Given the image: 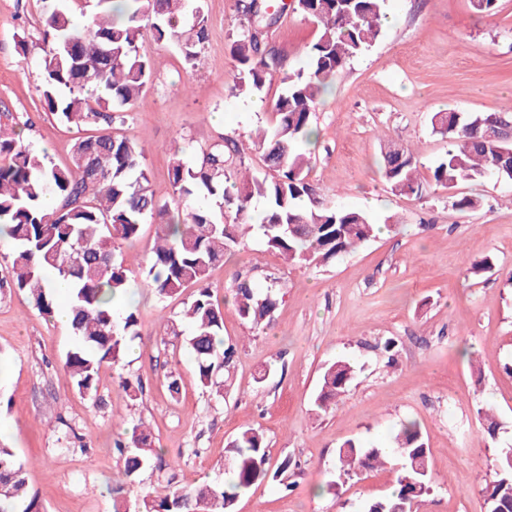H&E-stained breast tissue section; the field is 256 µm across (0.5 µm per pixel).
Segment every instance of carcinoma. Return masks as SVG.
Listing matches in <instances>:
<instances>
[{
  "mask_svg": "<svg viewBox=\"0 0 512 512\" xmlns=\"http://www.w3.org/2000/svg\"><path fill=\"white\" fill-rule=\"evenodd\" d=\"M40 102L64 122L95 126L76 140L72 164L59 167L47 154L25 143L12 113H0V239L12 245L7 276L0 288L27 294L33 308L51 314L55 289L69 290L70 326L75 340L64 370L82 396L97 397L102 364H122L129 342L141 336L136 313L113 312L127 295V276L117 248L133 243L147 218L159 226L146 266L145 282L160 297L191 286L196 292L181 318L190 329L188 346L203 391L223 396L224 372L237 357V345L224 340V304L213 298L206 280L211 266L232 255L245 237L258 231L269 250L295 266L326 263L349 253L378 231L363 211L320 205L308 180L309 146L315 135L317 103L346 62L380 38L387 0H294L293 11L320 28L306 66L284 73V92L271 104L270 125L248 139L224 137L195 161L171 148L170 183L176 210L160 203L151 187L139 143L112 134L114 113L143 103L154 71L152 58L140 52L142 22L154 39L175 46L184 61L201 62L208 28L199 0H44ZM242 5L232 55L240 84L262 90L274 60L263 40L273 15ZM87 18L83 25L74 15ZM494 114L435 112V133L448 149L429 169V182L451 189L461 181L495 177L512 181V141L487 139L478 127ZM256 152L262 177L240 175L245 151ZM383 177L396 193L420 197L424 183L419 160L407 147L381 146ZM55 201L52 209L44 206ZM264 204L261 222L250 223L256 202ZM240 319L254 327L269 324L276 308L272 288L258 287L249 275H236L230 289ZM355 367L340 359L323 373L315 399L325 411L343 395ZM478 414L485 432L496 439L500 423L487 403ZM129 482L162 466L144 425L113 443ZM398 476L393 491L365 501L358 512H392L431 491L428 448L418 424L407 421L394 439ZM389 450L347 441L336 453L339 475L351 476L384 462ZM496 476L486 484L488 509L512 507V444L494 449ZM264 434L242 428L225 448L224 473L194 489H167L146 495L137 512H234L237 499L269 476ZM0 512H41L28 489L23 465L12 449L0 447Z\"/></svg>",
  "mask_w": 512,
  "mask_h": 512,
  "instance_id": "1",
  "label": "carcinoma"
}]
</instances>
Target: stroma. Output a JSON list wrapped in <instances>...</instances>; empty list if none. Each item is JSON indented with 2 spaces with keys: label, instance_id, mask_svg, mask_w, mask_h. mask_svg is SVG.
Returning <instances> with one entry per match:
<instances>
[{
  "label": "stroma",
  "instance_id": "stroma-1",
  "mask_svg": "<svg viewBox=\"0 0 512 512\" xmlns=\"http://www.w3.org/2000/svg\"><path fill=\"white\" fill-rule=\"evenodd\" d=\"M203 11L209 41L198 67L144 31L152 82L143 104L112 126L144 147L164 202L173 199L171 144L191 160L221 137L267 125L284 71L303 67L320 35L313 22L283 12L265 36L281 66L254 93L240 85L230 54L240 0H203ZM386 15L380 40L347 61L317 107L308 177L320 203L365 211L381 231L349 254L307 267L283 264L254 233L210 269L207 283L220 301L236 271L276 280L268 327L252 328L233 307L224 310V339L237 345L238 359L223 400L199 387L185 337L162 332V318L179 315L192 292L162 298L145 286L142 268L158 232L152 220L120 247L142 337L123 369L102 365L96 399L79 395L65 375L74 343L68 324L40 314L25 293L0 291L7 362L0 423L9 427L0 446L23 464L43 512H113L111 487L125 480L113 440L142 422L165 464L139 476L129 505L169 481H210L223 469L227 442L252 425L265 433L271 465H291L252 486L235 512H357L361 502L390 494L396 460L331 492L337 450L349 440L389 447L404 420L420 426L433 481L414 512H486L493 448L512 443V182L485 178L449 190L431 186L419 198L399 195L382 176L379 142L410 146L425 179L448 148L431 131V113H512V0H499L491 16L477 13L472 0H387ZM42 17V0H0V110L27 124L31 148L65 165L74 142L94 129L63 124L39 104ZM461 196L478 198L480 207L459 211ZM486 257L493 270L473 273ZM339 359L352 362L356 375L323 412L314 403L321 375ZM122 372L141 379L139 400L118 388ZM173 375L175 394L168 390ZM488 400L502 422L495 441L484 437L477 414ZM73 434L82 446L66 445Z\"/></svg>",
  "mask_w": 512,
  "mask_h": 512
}]
</instances>
